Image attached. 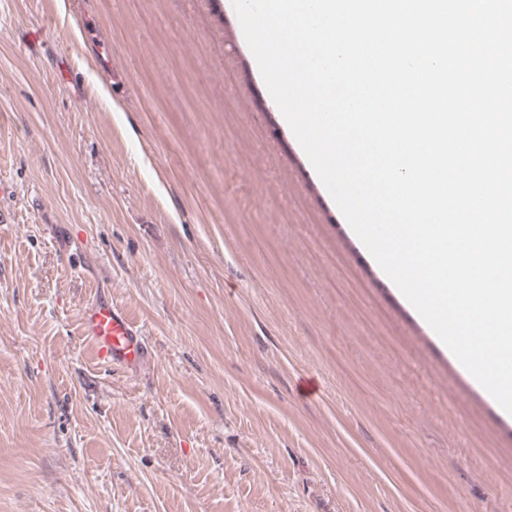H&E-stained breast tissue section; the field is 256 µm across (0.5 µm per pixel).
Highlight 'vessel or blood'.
Masks as SVG:
<instances>
[{
	"label": "vessel or blood",
	"instance_id": "1",
	"mask_svg": "<svg viewBox=\"0 0 512 512\" xmlns=\"http://www.w3.org/2000/svg\"><path fill=\"white\" fill-rule=\"evenodd\" d=\"M82 330L97 359L109 366L132 369L148 353L142 332L116 304L97 303L85 308Z\"/></svg>",
	"mask_w": 512,
	"mask_h": 512
}]
</instances>
